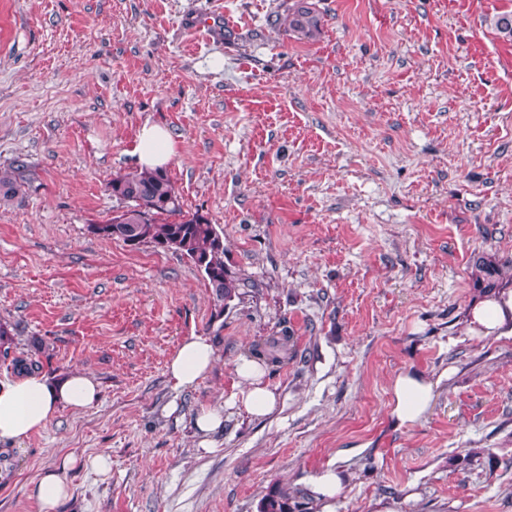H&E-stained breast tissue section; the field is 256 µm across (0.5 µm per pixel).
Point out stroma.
I'll use <instances>...</instances> for the list:
<instances>
[{
	"label": "stroma",
	"mask_w": 512,
	"mask_h": 512,
	"mask_svg": "<svg viewBox=\"0 0 512 512\" xmlns=\"http://www.w3.org/2000/svg\"><path fill=\"white\" fill-rule=\"evenodd\" d=\"M292 2L0 0V173L26 168L0 204V380L24 356L100 389L0 452V512H39L48 471L69 485L54 512H258L330 465L328 512H512V336L464 325L478 257L512 285V41L491 24L512 0H314L312 41L285 32ZM218 12L222 38L189 32ZM147 122L245 280L226 308L186 258L90 231ZM192 334L216 359L177 390ZM284 334L275 409L201 433L239 357ZM414 371L437 385L402 427L390 386ZM24 165L17 164L13 171L0 174V201H21L24 195ZM215 350L206 336H186L167 365V375L174 389L198 385L211 371Z\"/></svg>",
	"instance_id": "1"
}]
</instances>
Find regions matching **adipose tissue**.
Masks as SVG:
<instances>
[{
	"label": "adipose tissue",
	"instance_id": "ef3b65f1",
	"mask_svg": "<svg viewBox=\"0 0 512 512\" xmlns=\"http://www.w3.org/2000/svg\"><path fill=\"white\" fill-rule=\"evenodd\" d=\"M134 153L141 167L154 170L166 166L175 154L170 131L158 124H144ZM466 325L474 336L512 335V288H500L476 298L467 310ZM214 361L215 350L208 337H185L169 360L168 379L177 390L194 387L208 375ZM235 372L243 387L233 394V404L253 416L269 414L277 397L264 381L261 363L240 358ZM433 389V383L422 374L398 375L391 386L390 400L396 421L402 425L419 422L430 408ZM99 398L97 382L82 371L59 381L37 374L0 381V443L22 445L44 430L61 408L85 410Z\"/></svg>",
	"mask_w": 512,
	"mask_h": 512
}]
</instances>
